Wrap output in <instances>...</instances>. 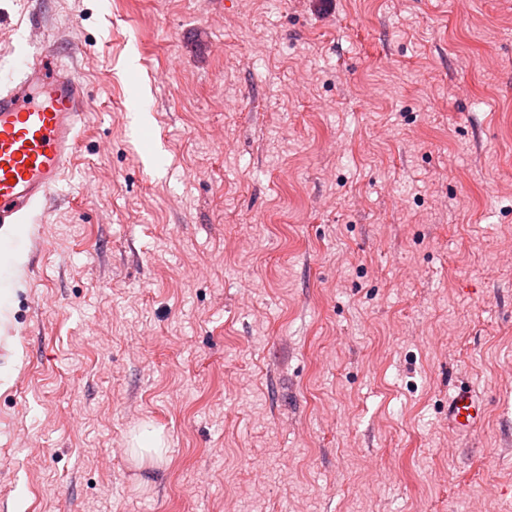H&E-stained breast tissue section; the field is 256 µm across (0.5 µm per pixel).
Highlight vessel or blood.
Listing matches in <instances>:
<instances>
[{
    "label": "vessel or blood",
    "mask_w": 512,
    "mask_h": 512,
    "mask_svg": "<svg viewBox=\"0 0 512 512\" xmlns=\"http://www.w3.org/2000/svg\"><path fill=\"white\" fill-rule=\"evenodd\" d=\"M86 106L80 78L50 53L0 88V227L18 224L62 179ZM483 413L471 388L448 400V420L457 432L474 431Z\"/></svg>",
    "instance_id": "1"
}]
</instances>
